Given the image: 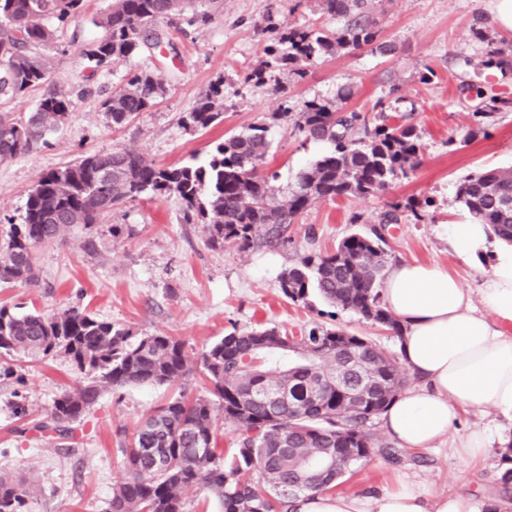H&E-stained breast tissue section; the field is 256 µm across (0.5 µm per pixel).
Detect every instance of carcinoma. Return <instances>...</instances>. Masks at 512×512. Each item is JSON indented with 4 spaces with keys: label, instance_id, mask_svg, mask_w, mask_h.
<instances>
[{
    "label": "carcinoma",
    "instance_id": "carcinoma-1",
    "mask_svg": "<svg viewBox=\"0 0 512 512\" xmlns=\"http://www.w3.org/2000/svg\"><path fill=\"white\" fill-rule=\"evenodd\" d=\"M84 0H0V96H16L48 77L46 60L35 49L54 39L42 21L65 25ZM190 0H113L98 22L105 34L82 50L95 67L142 52L145 34L158 20L173 25ZM323 10L345 17L336 31L291 28L267 30V54L282 65L334 55L340 49L372 46L380 36L369 20L367 0H322ZM482 66L512 72V42L487 45ZM162 86L147 70H130L123 87L102 101L112 124L121 126L149 110ZM475 110L492 119L509 102L483 97ZM72 101L54 90L25 117L0 114V161L30 153L68 118ZM224 81L218 80L188 113L186 122L207 129L223 116ZM306 140L330 150L301 172L279 201L261 168L271 149L267 129L255 125L217 143L202 164L159 166L124 149L84 155L45 173L27 197L21 223L0 233V286L36 287V252L63 239L81 224L99 223L112 208L147 194L177 196L184 219L199 218L213 248L247 250L288 241V227L318 200L370 195L396 180L408 179L419 165L414 126L374 124L367 114L331 110L318 100L304 102L294 124ZM456 199L471 219L512 244V169L467 176ZM367 236L354 234L334 250L305 257L280 276L282 294L303 301L317 289L327 301L399 336L381 295L388 262L385 225L399 223L390 212ZM67 357L89 382L57 398L42 431L70 438L105 387L176 385L200 372L208 395L184 392L149 415L125 438L126 478L112 493L108 512H183L182 492L203 489L221 512H290V502L312 490H330L346 473L374 455L398 457L399 449L371 432L369 423L405 389L398 358L371 340L340 328L314 325L299 333L276 327L237 329L190 360L174 336H135L122 325L84 310L18 314L0 306V375L14 374L6 356ZM224 411L231 425L220 432L213 414ZM230 438L226 456L220 440ZM332 453L336 467L314 469ZM269 485L282 494L270 501ZM35 488L0 475V512H28Z\"/></svg>",
    "mask_w": 512,
    "mask_h": 512
}]
</instances>
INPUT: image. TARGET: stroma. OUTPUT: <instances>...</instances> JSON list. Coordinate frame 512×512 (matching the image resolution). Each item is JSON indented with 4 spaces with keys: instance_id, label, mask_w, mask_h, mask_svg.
I'll list each match as a JSON object with an SVG mask.
<instances>
[{
    "instance_id": "stroma-1",
    "label": "stroma",
    "mask_w": 512,
    "mask_h": 512,
    "mask_svg": "<svg viewBox=\"0 0 512 512\" xmlns=\"http://www.w3.org/2000/svg\"><path fill=\"white\" fill-rule=\"evenodd\" d=\"M490 0H375L370 15L381 41L390 49H342L335 56L300 62L299 72L267 63L264 28L336 29L321 0H194L209 11L208 24L174 29L158 22L159 47L95 68L81 56L83 45L104 34L98 22L112 0H84L80 14L66 26L44 24L55 33L39 53L50 68L48 81L17 96H0V113L14 117L35 110L50 90L69 94L72 108L49 146L0 161V219L20 218L30 190L46 171L63 167L81 154L130 149L159 165L203 161L216 142L263 125L272 142L264 170L273 174L276 197H284L297 175L328 149L306 141L282 115L283 104L301 110L319 99L331 109H360L378 123L409 120L420 144L421 163L409 179L393 182L367 196L320 200L291 224L286 244L258 245L245 251L211 249L203 229L182 219L175 195H146L112 209L92 234L68 232L58 243L40 248L36 262L40 285L0 288V305L26 314H53L75 307L125 326L134 335L165 334L180 338L189 356L233 329L276 326L301 330L320 322L366 337L393 354L395 337L360 316L310 292L302 302L285 298L279 288L283 271L343 238L370 234L381 214L397 210L401 221L385 237L390 262H435L448 268L463 287H477L490 271L494 251L461 263L448 245V227L470 216L456 198L465 176L512 167V73L485 69L480 61L488 41L511 40L512 32L487 25ZM433 69L431 82L421 80ZM151 71L164 92L154 106L130 123L116 127L101 107L121 87L130 70ZM261 69L262 82L241 85L245 73ZM224 83V115L201 131L184 118L211 84ZM488 96L510 100L486 132L473 116L479 100L459 92L462 83ZM430 200L429 216L418 221L406 205ZM124 228L113 236L112 225ZM93 248H86V240ZM16 370L25 386L0 377V474L32 483L37 489L29 512H108L113 490L125 478L120 446L127 433L174 390L163 386L103 389L97 403L71 439L41 435L34 428L63 392L84 385L85 378L63 357L23 359ZM24 396L28 419L14 412ZM489 428L494 442L478 461H462L429 450H405L399 460L372 456L338 485L341 493L381 495L408 481L453 493L466 490L497 497L503 490L499 450L512 439V419L497 409L462 413L459 432Z\"/></svg>"
}]
</instances>
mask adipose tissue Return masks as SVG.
Returning <instances> with one entry per match:
<instances>
[{
	"instance_id": "adipose-tissue-1",
	"label": "adipose tissue",
	"mask_w": 512,
	"mask_h": 512,
	"mask_svg": "<svg viewBox=\"0 0 512 512\" xmlns=\"http://www.w3.org/2000/svg\"><path fill=\"white\" fill-rule=\"evenodd\" d=\"M387 310L401 327L402 362L417 377L382 415L401 447L457 459L482 458L490 443L481 428L457 434L466 410L493 407L512 415V245L498 251L478 290L463 288L434 263L399 261L382 283ZM505 501L470 493L422 492L413 486L375 497L308 493L293 512H505Z\"/></svg>"
}]
</instances>
